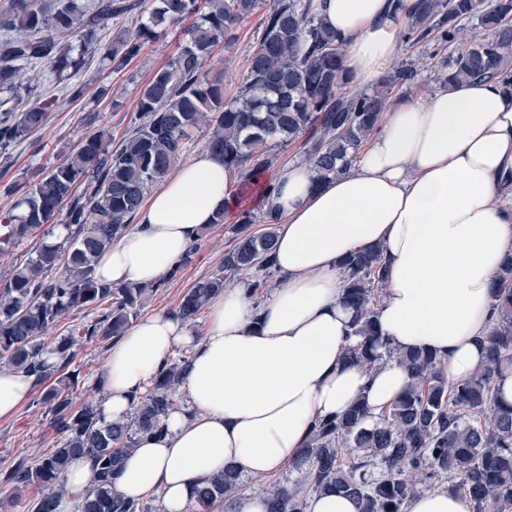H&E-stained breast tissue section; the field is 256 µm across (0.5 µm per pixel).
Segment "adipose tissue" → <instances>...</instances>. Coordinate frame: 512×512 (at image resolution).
I'll use <instances>...</instances> for the list:
<instances>
[{
  "mask_svg": "<svg viewBox=\"0 0 512 512\" xmlns=\"http://www.w3.org/2000/svg\"><path fill=\"white\" fill-rule=\"evenodd\" d=\"M344 45L343 70L374 85L399 52L394 0H314ZM244 173L205 150L176 165L143 205L134 230L102 253L105 285L153 284L201 229L238 223ZM512 87L487 79L448 84L394 103L357 154L351 174L318 183L308 165L271 179L264 208L279 216L268 298L250 283L225 287L207 308L203 338L168 313L138 320L115 340L98 378L105 421L128 416L176 346L192 348L182 390L160 435L139 438L114 485L124 497L159 496L164 512H189L200 481L236 465L261 479L299 461L313 426L365 400L380 413L404 393L396 361L369 371L346 362L353 312L343 299L342 261L382 248L385 288L376 320L403 349L427 348L449 379L484 367L493 285L512 252ZM33 376L0 367V422L13 420ZM92 459L74 461L56 512H76L95 484Z\"/></svg>",
  "mask_w": 512,
  "mask_h": 512,
  "instance_id": "adipose-tissue-1",
  "label": "adipose tissue"
}]
</instances>
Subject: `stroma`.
Listing matches in <instances>:
<instances>
[{"label": "stroma", "instance_id": "obj_1", "mask_svg": "<svg viewBox=\"0 0 512 512\" xmlns=\"http://www.w3.org/2000/svg\"><path fill=\"white\" fill-rule=\"evenodd\" d=\"M271 3L272 0H261L260 9L237 25L230 40L219 44L202 69L203 79L223 80L226 94H237L265 9ZM183 41V27L159 28L157 38L140 55L117 69L100 55H88L86 66L77 77L85 87V94L78 101L70 98L63 85L48 81L41 65L25 66L18 76L19 85L31 88L33 96L52 99L54 105L44 127L21 143L0 150V215L12 208L18 194L34 188L84 137L104 129L113 143H120L134 127L141 89L156 70L170 63ZM437 44L434 38L419 43L401 41L395 62L414 63L417 76L409 89H394L392 100L423 98L439 90L441 60L433 55ZM235 236L233 225H211L192 262L157 289L142 308V315L176 310L192 284L222 274L224 253L232 248ZM109 347V341L99 340L78 348L70 366L76 376L70 390L74 405L99 402L102 392L97 378ZM56 440L49 415L33 399L14 420L0 423V512H27L26 504L34 499V491L15 496L5 476L18 461L35 462Z\"/></svg>", "mask_w": 512, "mask_h": 512}]
</instances>
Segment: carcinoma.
Returning a JSON list of instances; mask_svg holds the SVG:
<instances>
[{
	"label": "carcinoma",
	"instance_id": "cac0c4a2",
	"mask_svg": "<svg viewBox=\"0 0 512 512\" xmlns=\"http://www.w3.org/2000/svg\"><path fill=\"white\" fill-rule=\"evenodd\" d=\"M0 14V149L23 140L46 123L50 103L35 101L18 111L22 99L15 82L22 66L38 63L48 78L65 83L74 99L84 95L73 82L86 53L127 61L153 41L157 29L192 17L187 39L171 63L157 70L141 91L139 122L116 147L98 131L25 192L14 209L0 217V252L44 226L68 230L64 247L45 240L0 288V364L40 380L57 375L40 396L60 434L55 446L34 464L19 463L6 480L16 493L29 487L39 496L28 512H56L67 493L64 475L71 462L91 456L98 463L96 486L77 512H159L123 498L112 477L140 436L159 434L175 405L189 357L167 358L143 396L123 421L106 422L94 405L77 407L69 377L62 373L81 343L117 338L143 308L154 286L106 287L93 266L112 242L126 233L143 205L150 185L164 178L186 148L189 132L213 118L206 148L229 167L269 165L268 144H299L301 161L316 179L347 173L361 144L376 129L389 100L379 91H345L343 45L313 7V0H273L238 94L224 98V85L201 80L213 49L259 0H154L148 19L118 33L110 43L98 31L112 19L133 15L140 0H99L89 11L81 0H55L44 8L35 0H12ZM406 35L420 42L439 32L452 46L445 80L484 77L512 86V0H398ZM473 21L488 37H470L462 22ZM276 217L265 213L266 228L238 233L224 253V271L251 275L257 292L272 276ZM344 300L354 312L356 342L346 350L353 363L374 368L386 359L405 365L412 382L389 411L367 423L370 409L360 401L340 416L319 420L292 465L294 479L264 482L269 512H306L308 499L336 491L356 500L359 512H404L424 488L448 482V490L467 500L472 512H512V404L496 400L498 378L512 369V255L497 275L493 325L487 337L486 366L473 377L451 382L444 363L428 350L402 351L378 333L375 307L384 288L381 251L361 249L342 263ZM61 273H56L58 268ZM224 291V276L195 282L175 314L195 320L208 302ZM100 308V316L81 336L45 338L70 311ZM54 356L53 362L44 358ZM362 453L348 461L345 449ZM242 472L234 465L196 489L195 512H213L243 497Z\"/></svg>",
	"mask_w": 512,
	"mask_h": 512
}]
</instances>
